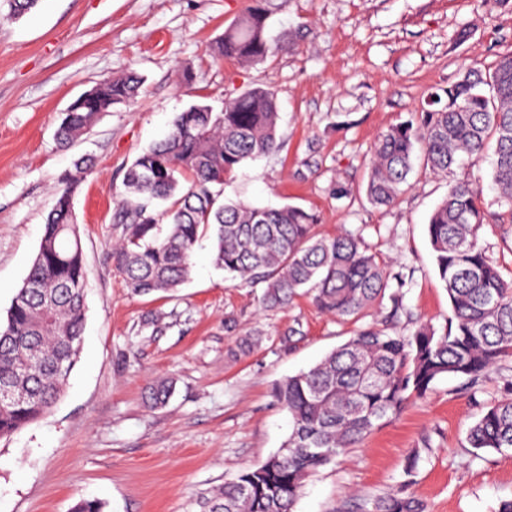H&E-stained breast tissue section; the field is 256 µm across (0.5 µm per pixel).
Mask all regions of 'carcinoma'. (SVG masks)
Returning a JSON list of instances; mask_svg holds the SVG:
<instances>
[{"instance_id":"cac0c4a2","label":"carcinoma","mask_w":512,"mask_h":512,"mask_svg":"<svg viewBox=\"0 0 512 512\" xmlns=\"http://www.w3.org/2000/svg\"><path fill=\"white\" fill-rule=\"evenodd\" d=\"M8 16L28 14L39 0H4ZM267 0H250L235 24L212 45L219 60L261 62L274 46L267 37ZM144 84L135 71L105 79L66 110L56 130L67 147L95 117L137 99ZM443 107L389 129L374 149L366 196L389 207L403 192L416 150L434 175L452 173L459 154L481 158L495 142L493 183L512 223V53L487 70L468 69L443 89ZM278 103L254 87L224 102L219 112L203 103L178 113L167 137L143 150L125 172L113 216L122 235L112 244L114 268L133 295L173 291L189 276L194 246L209 231L215 262L231 276L262 283L264 307L292 303L306 289L316 306L339 320H359L379 305L389 275L356 234L318 237L316 217L295 205L277 208L221 203L224 177L240 164L279 149ZM83 170L68 177L50 210L23 286L0 322V382L23 397L0 404V438L40 419L61 397L83 344L85 278L74 188ZM485 222L477 187L448 184L433 210L428 236L436 269L448 292L452 317L442 328L424 323L406 336L373 326L358 330L309 370L274 387L288 410L291 432L282 448L224 487L201 497L200 512H293L308 477L356 447L395 418L414 396L453 375L476 384L512 357V280L478 243ZM174 383L149 387L151 406H163ZM469 447L512 454V399L490 406L470 427ZM369 512H424L397 490L373 500Z\"/></svg>"}]
</instances>
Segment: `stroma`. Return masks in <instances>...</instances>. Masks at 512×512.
Listing matches in <instances>:
<instances>
[{
  "label": "stroma",
  "mask_w": 512,
  "mask_h": 512,
  "mask_svg": "<svg viewBox=\"0 0 512 512\" xmlns=\"http://www.w3.org/2000/svg\"><path fill=\"white\" fill-rule=\"evenodd\" d=\"M249 0H39L22 18L0 8V317L28 273L54 194L74 162L92 171L74 193L86 269L83 345L64 393L25 430L0 438V512H71L79 499L105 512H199L202 492L265 462L291 431L273 397L280 380L308 370L361 323L319 311L305 295L262 306L261 286L227 279L212 236L195 245L175 291L130 295L109 252L125 170L196 103L222 109L248 87L278 101L280 148L226 176L222 201L295 204L314 213L315 233L348 230L385 264L391 292L411 321L445 324L448 293L436 272L427 224L453 179L473 181L497 212L490 159L435 176L416 160L389 208L365 184L372 151L389 128L419 121L435 92L470 66L512 52V0H269L275 51L242 66L213 60ZM192 83L181 80L183 70ZM134 70L132 105L100 113L87 136L61 149L54 133L68 106L100 80ZM487 257L512 280V224L478 230ZM294 345L282 343L289 329ZM244 336L261 337L241 352ZM176 389L153 408L147 387ZM512 399V359L476 386L445 376L401 415L305 482L294 512H361L405 489L425 512H495L512 499V457L475 452L469 427L485 408ZM414 471H407L409 457Z\"/></svg>",
  "instance_id": "stroma-1"
}]
</instances>
